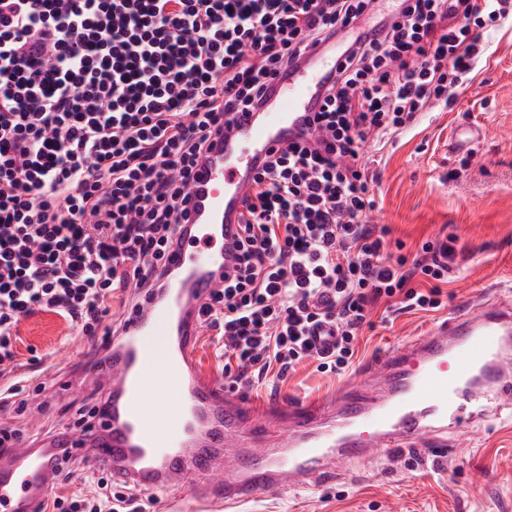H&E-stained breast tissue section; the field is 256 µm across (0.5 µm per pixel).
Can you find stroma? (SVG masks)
Returning a JSON list of instances; mask_svg holds the SVG:
<instances>
[{"instance_id": "35a3bbf8", "label": "stroma", "mask_w": 512, "mask_h": 512, "mask_svg": "<svg viewBox=\"0 0 512 512\" xmlns=\"http://www.w3.org/2000/svg\"><path fill=\"white\" fill-rule=\"evenodd\" d=\"M490 53L457 91L454 104L417 114L411 128L366 146L376 159L377 208L373 221L391 229L414 255L421 244L455 235L456 271L443 285V309L383 312L375 308L359 331L347 373H320L315 363L298 367L285 380L242 390L257 408L280 398L317 402L362 375L377 357L430 335L448 312L475 299L512 298V23L485 33ZM477 128L476 149L455 152L458 128ZM101 337L79 335L51 313L19 325L17 359L38 357L47 385L40 409L15 415L0 410V423L38 441L74 427L78 408H92L104 391L95 381V352ZM82 376L76 391L62 396L58 375ZM143 496L158 498L157 512H512V413L503 412L443 441L415 443L400 453H381L349 467L331 481L296 490L258 493L232 508L204 507L193 486Z\"/></svg>"}]
</instances>
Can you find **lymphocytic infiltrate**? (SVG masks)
<instances>
[{
  "instance_id": "f902f5d3",
  "label": "lymphocytic infiltrate",
  "mask_w": 512,
  "mask_h": 512,
  "mask_svg": "<svg viewBox=\"0 0 512 512\" xmlns=\"http://www.w3.org/2000/svg\"><path fill=\"white\" fill-rule=\"evenodd\" d=\"M374 0H0V377L18 326L53 313L96 335L114 298L155 295L186 220L193 170L241 112L308 50L342 61L309 136L264 158L243 200L237 262L201 306L235 390L303 362L345 371L370 307L442 304L455 236L389 260L368 221L367 138L449 103L486 53L479 30L512 0H399L347 34ZM24 414L14 379L0 406ZM108 475L45 512H145Z\"/></svg>"
}]
</instances>
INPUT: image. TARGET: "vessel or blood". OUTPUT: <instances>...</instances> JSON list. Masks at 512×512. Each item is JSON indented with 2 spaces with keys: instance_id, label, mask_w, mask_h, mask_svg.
I'll return each instance as SVG.
<instances>
[{
  "instance_id": "obj_1",
  "label": "vessel or blood",
  "mask_w": 512,
  "mask_h": 512,
  "mask_svg": "<svg viewBox=\"0 0 512 512\" xmlns=\"http://www.w3.org/2000/svg\"><path fill=\"white\" fill-rule=\"evenodd\" d=\"M320 47L275 85L260 118L237 114L194 170L189 222L165 262L161 294L124 317L103 372L112 397L87 432L37 447L16 443L0 460V512H38L58 467L90 451L116 485L176 489L201 478L198 495L227 506L249 495L302 488L355 462L458 432L512 408V302L444 318L427 336L386 355L380 391L292 408L277 447H264L263 410L229 397L195 363L200 306L235 261L232 234L264 156L298 140L339 64Z\"/></svg>"
}]
</instances>
